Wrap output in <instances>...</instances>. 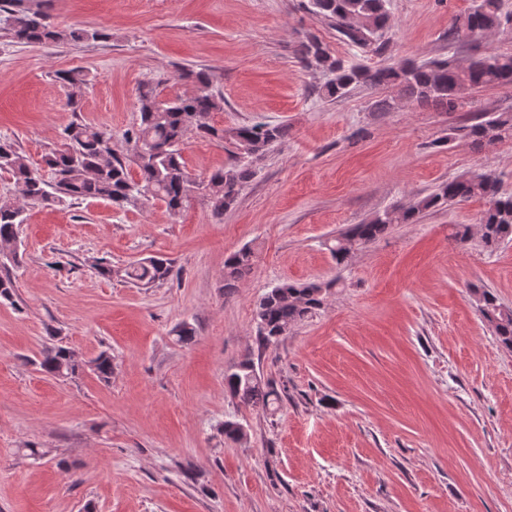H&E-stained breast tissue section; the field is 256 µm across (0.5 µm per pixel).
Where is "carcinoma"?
<instances>
[{
	"label": "carcinoma",
	"mask_w": 512,
	"mask_h": 512,
	"mask_svg": "<svg viewBox=\"0 0 512 512\" xmlns=\"http://www.w3.org/2000/svg\"><path fill=\"white\" fill-rule=\"evenodd\" d=\"M308 10L334 29L339 37L365 53L381 56L386 50L389 15L386 0H309ZM500 0H477L466 14L457 16L448 26V43L472 38L500 29ZM0 27L22 44L51 46L61 41H93L106 38L99 29L60 30L50 25L40 10L25 6V0H0ZM306 66H314L325 76L320 87L327 98H339L357 86L393 87L420 104L433 105L454 112L461 105L465 91L488 85H512V54L477 55L465 63L451 59L407 62L399 67L347 64L330 54L316 36H308L297 49ZM57 79L68 90V101L79 105L87 74L64 70ZM179 79L192 91L170 100L160 98L159 83L146 82L139 87V123L125 132L132 144L131 154L122 158L111 147V136L88 124L72 123L64 129L63 143L45 158L50 179L8 141H0V170L12 175L19 187L17 202L0 201V256L19 262L18 231L25 222L27 208L48 202L78 199L107 200L119 207L135 206L142 200L163 201L174 214L189 198L192 184L204 185L205 196L217 216L232 208L242 188L255 175L254 163L270 148L288 137V126L258 122L231 129L210 122L211 114L224 111V97L212 91V75L206 70L186 69ZM476 123L468 126L469 135L479 141L495 143L502 132L512 130V115L504 112L491 118L474 115ZM190 134L234 147V164L212 172L197 181L187 171L182 146ZM137 169L132 177L130 166ZM473 197L486 200L478 224L484 247L492 249L512 237V196L500 193L498 181L483 173L461 177L441 184L413 205L384 213L366 224H357L329 241L328 249L337 264L347 261L361 246L383 236L394 224H415L424 211L442 204L465 202ZM254 251L245 246L224 262V290L231 294L237 283L253 269ZM99 274L119 278L136 286H150L166 281L171 266L163 258H149L127 267L98 264ZM335 282L309 281L282 283L270 288L256 304L257 340L269 344L288 334L295 324L313 317L324 308ZM477 309L493 329L498 342L512 349V308L499 302L485 288H473ZM89 364L98 379L112 376V355L100 352ZM41 371L56 378H73L83 371V361L68 347L57 345L41 352ZM224 385L240 404L263 412L279 407L281 393L256 369L246 355L224 374Z\"/></svg>",
	"instance_id": "1"
}]
</instances>
